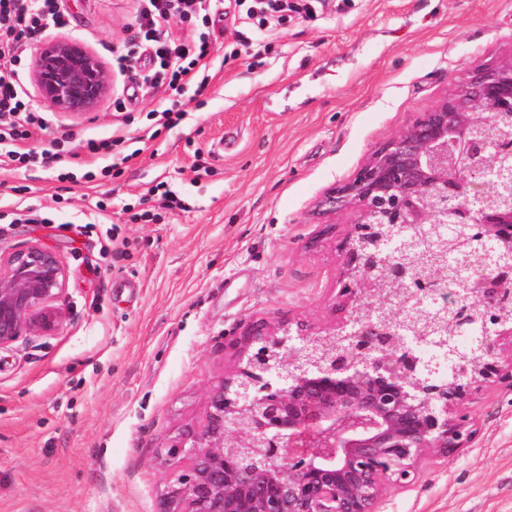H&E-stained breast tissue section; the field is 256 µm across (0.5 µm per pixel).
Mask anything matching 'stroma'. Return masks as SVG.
Here are the masks:
<instances>
[{
	"mask_svg": "<svg viewBox=\"0 0 512 512\" xmlns=\"http://www.w3.org/2000/svg\"><path fill=\"white\" fill-rule=\"evenodd\" d=\"M135 4L63 0L70 24L45 37L79 39L111 65ZM252 34L216 25L212 82L184 126L141 140L145 111L169 96L159 88L129 114L108 97L89 114L49 111L28 142L141 140L117 177L67 188L45 168L0 166V248L41 243L66 271L61 329L0 350V512H154L172 473L165 450L202 423L233 335L253 318L329 319L339 239L309 241L344 218L320 209L324 193L465 73L512 57V0H314L243 48ZM228 132L235 148L216 152ZM160 183L183 209L151 194ZM27 205L52 223L6 220ZM138 205L155 221L132 220ZM467 412L472 446L424 460L378 512H512V385L474 392Z\"/></svg>",
	"mask_w": 512,
	"mask_h": 512,
	"instance_id": "1",
	"label": "stroma"
}]
</instances>
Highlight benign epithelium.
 I'll list each match as a JSON object with an SVG mask.
<instances>
[{"label": "benign epithelium", "instance_id": "1", "mask_svg": "<svg viewBox=\"0 0 512 512\" xmlns=\"http://www.w3.org/2000/svg\"><path fill=\"white\" fill-rule=\"evenodd\" d=\"M32 80L57 111L97 110L110 86L99 58L74 39L38 45ZM512 118V61L475 68L430 112L374 149L321 205L350 213L340 240L332 320L248 322L230 342L231 373L209 396L205 423L166 450L173 476L155 512H376L390 486L415 483L431 456L451 457L477 430L464 413L473 388L512 385V206L488 188L512 174L497 127ZM451 225L480 232L478 254L425 271L394 254L419 242L409 229ZM65 270L31 244L0 258V349L52 335ZM445 320L448 377L431 369L432 341L411 332Z\"/></svg>", "mask_w": 512, "mask_h": 512}]
</instances>
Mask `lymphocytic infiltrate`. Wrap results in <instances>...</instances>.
Wrapping results in <instances>:
<instances>
[{"instance_id":"lymphocytic-infiltrate-1","label":"lymphocytic infiltrate","mask_w":512,"mask_h":512,"mask_svg":"<svg viewBox=\"0 0 512 512\" xmlns=\"http://www.w3.org/2000/svg\"><path fill=\"white\" fill-rule=\"evenodd\" d=\"M213 0H138L132 22L133 33L122 54L112 65L128 81L117 93L113 107L123 111L137 101L139 94L165 87L172 101L162 109L147 112L158 130L179 126L188 116L181 103L186 94L201 96L208 89V72L213 52L212 33L215 19ZM192 26L191 39H171L167 29L172 18ZM68 16L60 0H0V159L15 167L58 165L62 181H95L93 171L79 163L80 154L89 157L120 155L125 137L86 139L73 146L70 138L56 139L50 148L21 150L37 130L47 127V121L19 86V70L27 48L47 29L67 26Z\"/></svg>"}]
</instances>
